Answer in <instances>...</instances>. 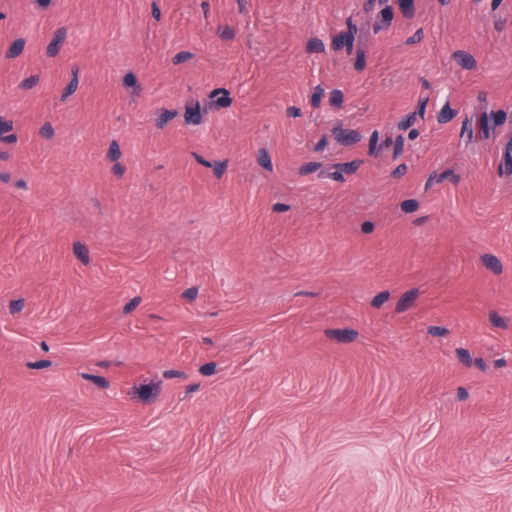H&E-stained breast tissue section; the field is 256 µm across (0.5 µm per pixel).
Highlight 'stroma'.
Returning <instances> with one entry per match:
<instances>
[{
  "label": "stroma",
  "mask_w": 512,
  "mask_h": 512,
  "mask_svg": "<svg viewBox=\"0 0 512 512\" xmlns=\"http://www.w3.org/2000/svg\"><path fill=\"white\" fill-rule=\"evenodd\" d=\"M0 512H512V0H0Z\"/></svg>",
  "instance_id": "35a3bbf8"
}]
</instances>
